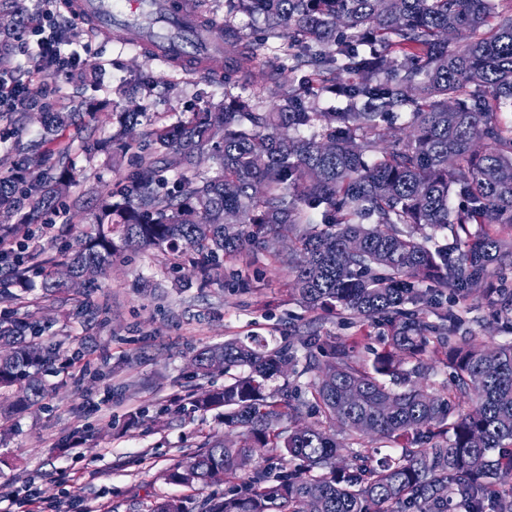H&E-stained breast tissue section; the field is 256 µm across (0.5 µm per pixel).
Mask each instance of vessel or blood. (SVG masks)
<instances>
[{"instance_id": "b4317fda", "label": "vessel or blood", "mask_w": 512, "mask_h": 512, "mask_svg": "<svg viewBox=\"0 0 512 512\" xmlns=\"http://www.w3.org/2000/svg\"><path fill=\"white\" fill-rule=\"evenodd\" d=\"M69 11L92 32L192 75L224 73V44L188 0H70Z\"/></svg>"}]
</instances>
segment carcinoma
<instances>
[{"mask_svg": "<svg viewBox=\"0 0 512 512\" xmlns=\"http://www.w3.org/2000/svg\"><path fill=\"white\" fill-rule=\"evenodd\" d=\"M506 0H226L228 12H258L267 38L279 41L301 83L279 94L273 112L249 98L197 112L188 121L125 140L139 114L124 112L112 140L139 149L134 171L101 200L75 245L40 269L47 297L71 278L128 249H152L179 267L200 257L199 287L224 283V259L261 246L298 224L278 262L314 311H339L387 328L386 345L367 367L345 344L311 329L274 347L229 340L195 351L199 374L242 373L192 401L196 411L224 409L236 440L207 438L171 466L169 483L193 488L229 484L218 498L171 497L153 512H512V343L480 348L456 343L459 314L442 306L493 293L490 278L512 238V18ZM224 86L250 82L265 65L260 43L224 29ZM335 97L318 112L309 98ZM405 116L404 138L384 123ZM59 134L70 112H42ZM314 128L310 137L290 132ZM208 152L205 177L194 166ZM27 159L22 177H0V217L17 197L36 221L57 211L72 167L60 173ZM19 247L0 264L13 283L34 285V256L24 232L0 224ZM512 316V290L492 301ZM46 328L0 317V388L38 404L52 391L45 376L66 357ZM436 355L450 382L438 390L399 387L425 375ZM304 362L314 374L301 386L270 382ZM466 399L470 409L458 410ZM315 421L284 427L303 413ZM339 425L343 439L326 429ZM384 439L400 455L375 462L370 452L338 465L348 441ZM259 455L263 464L251 465Z\"/></svg>", "mask_w": 512, "mask_h": 512, "instance_id": "obj_1", "label": "carcinoma"}]
</instances>
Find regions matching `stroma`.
Masks as SVG:
<instances>
[{
  "mask_svg": "<svg viewBox=\"0 0 512 512\" xmlns=\"http://www.w3.org/2000/svg\"><path fill=\"white\" fill-rule=\"evenodd\" d=\"M36 0H0V45L13 46L20 73L30 68L14 37ZM87 43L91 65L69 81L58 109L77 119L62 136L45 137L36 111L0 112V176L31 155L60 170L73 159L69 199L80 205L60 215L31 245L40 258L59 257L73 243L66 225L89 219L98 201L117 191L135 168L133 152L112 143L123 112L139 113L136 133L186 120L208 103L224 100L223 79H197L89 33L63 30ZM191 267L172 269L167 258L144 250L114 260L95 284L48 300L27 290L11 304L16 318L48 325L74 358L49 382L44 405L20 404L0 390V512H152L157 501L186 495L168 483L167 468L194 452L204 438L230 430L219 411L192 410L195 393L209 388L191 363L195 350L251 335L284 341L317 327L323 338L354 343L369 360L379 347L377 326L348 315L311 311L292 293V275L272 254L253 248L224 265V282L186 287ZM91 311H84V304ZM461 335L478 346L512 340V328L473 297L462 310ZM144 418L131 419L134 409Z\"/></svg>",
  "mask_w": 512,
  "mask_h": 512,
  "instance_id": "stroma-1",
  "label": "stroma"
}]
</instances>
